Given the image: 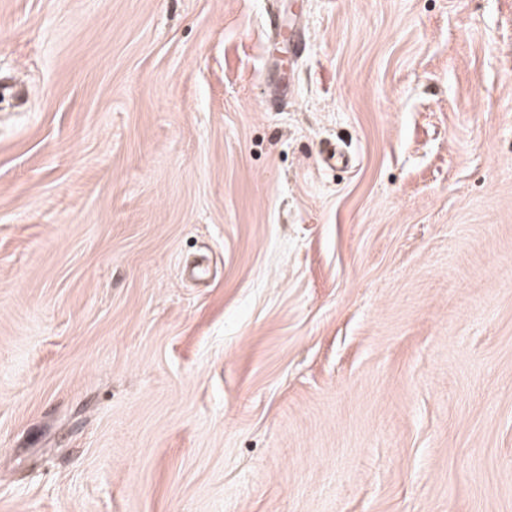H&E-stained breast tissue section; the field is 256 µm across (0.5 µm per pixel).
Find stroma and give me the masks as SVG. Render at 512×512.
I'll list each match as a JSON object with an SVG mask.
<instances>
[{"instance_id": "obj_1", "label": "stroma", "mask_w": 512, "mask_h": 512, "mask_svg": "<svg viewBox=\"0 0 512 512\" xmlns=\"http://www.w3.org/2000/svg\"><path fill=\"white\" fill-rule=\"evenodd\" d=\"M1 84L0 512H512V0H0Z\"/></svg>"}]
</instances>
